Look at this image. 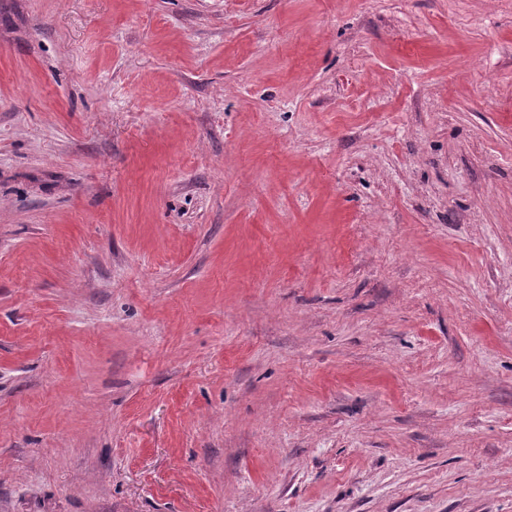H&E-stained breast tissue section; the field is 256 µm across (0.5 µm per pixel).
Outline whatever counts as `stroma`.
Listing matches in <instances>:
<instances>
[{
  "label": "stroma",
  "mask_w": 512,
  "mask_h": 512,
  "mask_svg": "<svg viewBox=\"0 0 512 512\" xmlns=\"http://www.w3.org/2000/svg\"><path fill=\"white\" fill-rule=\"evenodd\" d=\"M0 512H512V0H0Z\"/></svg>",
  "instance_id": "1"
}]
</instances>
